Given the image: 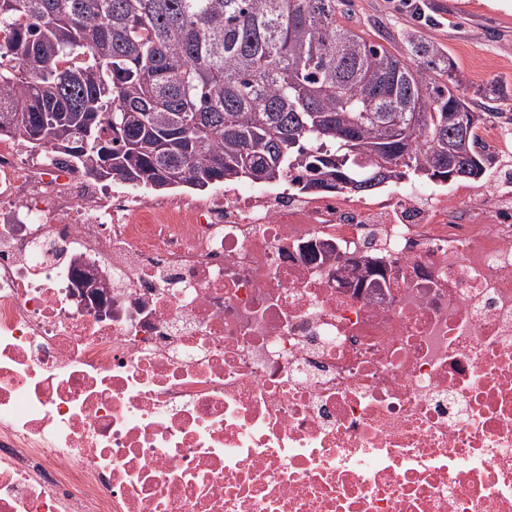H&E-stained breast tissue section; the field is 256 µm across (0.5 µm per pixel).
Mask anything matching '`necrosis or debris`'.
Instances as JSON below:
<instances>
[{
	"label": "necrosis or debris",
	"mask_w": 512,
	"mask_h": 512,
	"mask_svg": "<svg viewBox=\"0 0 512 512\" xmlns=\"http://www.w3.org/2000/svg\"><path fill=\"white\" fill-rule=\"evenodd\" d=\"M0 512H512V202L148 197L0 139Z\"/></svg>",
	"instance_id": "1"
}]
</instances>
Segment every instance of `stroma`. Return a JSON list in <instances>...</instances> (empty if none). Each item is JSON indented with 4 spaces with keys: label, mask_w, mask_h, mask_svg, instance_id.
Instances as JSON below:
<instances>
[{
    "label": "stroma",
    "mask_w": 512,
    "mask_h": 512,
    "mask_svg": "<svg viewBox=\"0 0 512 512\" xmlns=\"http://www.w3.org/2000/svg\"><path fill=\"white\" fill-rule=\"evenodd\" d=\"M418 2L427 17L423 23L402 0H353L340 22L364 37L376 26L394 34L413 30L449 50L473 87L498 79L512 84V0Z\"/></svg>",
    "instance_id": "35a3bbf8"
}]
</instances>
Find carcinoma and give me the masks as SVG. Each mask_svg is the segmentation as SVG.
I'll return each mask as SVG.
<instances>
[{
  "instance_id": "cac0c4a2",
  "label": "carcinoma",
  "mask_w": 512,
  "mask_h": 512,
  "mask_svg": "<svg viewBox=\"0 0 512 512\" xmlns=\"http://www.w3.org/2000/svg\"><path fill=\"white\" fill-rule=\"evenodd\" d=\"M352 0H0V137L153 191L286 175L373 193L488 178L492 116L449 51L399 57L337 20Z\"/></svg>"
}]
</instances>
